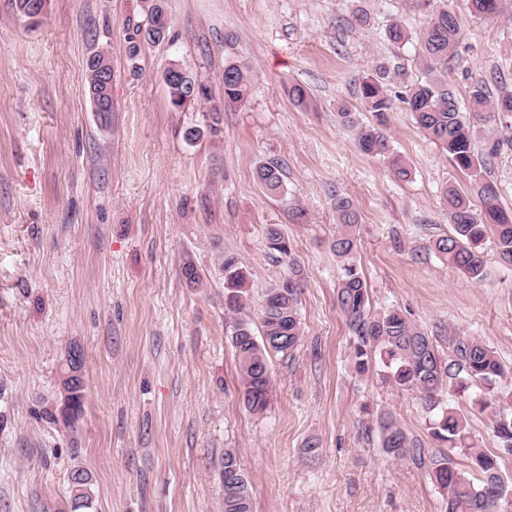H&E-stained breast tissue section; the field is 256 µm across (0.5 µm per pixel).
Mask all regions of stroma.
<instances>
[{
	"mask_svg": "<svg viewBox=\"0 0 512 512\" xmlns=\"http://www.w3.org/2000/svg\"><path fill=\"white\" fill-rule=\"evenodd\" d=\"M152 0H47L39 22L0 0V512H68V475L93 477L92 512H224L225 449L239 452L253 512H444L439 490L410 461L387 456L376 415L394 414L430 454L433 418L418 395L383 367L352 365L353 338L336 307L340 227L329 190L361 214L356 255L371 309L406 311L427 330L453 326L483 339L512 367V267L493 242L474 281L431 247L450 233L446 184L469 179L402 104L384 131L409 166L357 147L336 115L346 102L372 122L363 78L384 75L389 92L424 80L423 11L410 0H165L167 38L138 39ZM462 19L447 81L460 108L483 81L512 90V12ZM366 14L351 26L353 12ZM400 23L409 39L391 44ZM112 60L114 112H95L85 78L91 51ZM250 69L245 106L207 133L210 103L174 106L165 67L183 64L219 87L224 61ZM309 93L302 110L290 85ZM203 128L185 141L186 128ZM283 170L284 192L267 197L259 164ZM278 225L291 258L270 253ZM248 271L246 311L297 263L304 335L292 357L273 358L269 403L259 414L240 398L224 309V255ZM192 262L202 281L188 287ZM84 354V400L73 423L62 410L61 367ZM483 388L450 400L477 450L496 453ZM316 458L303 454L308 438Z\"/></svg>",
	"mask_w": 512,
	"mask_h": 512,
	"instance_id": "obj_1",
	"label": "stroma"
}]
</instances>
